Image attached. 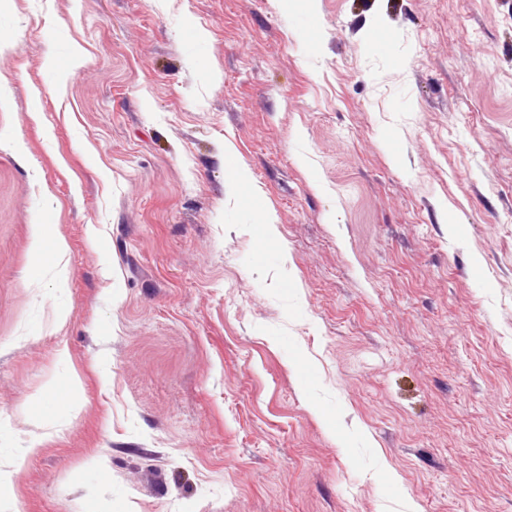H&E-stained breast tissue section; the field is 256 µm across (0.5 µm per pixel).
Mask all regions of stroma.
Masks as SVG:
<instances>
[{
	"instance_id": "35a3bbf8",
	"label": "stroma",
	"mask_w": 512,
	"mask_h": 512,
	"mask_svg": "<svg viewBox=\"0 0 512 512\" xmlns=\"http://www.w3.org/2000/svg\"><path fill=\"white\" fill-rule=\"evenodd\" d=\"M7 468L0 512H512V0H0Z\"/></svg>"
}]
</instances>
